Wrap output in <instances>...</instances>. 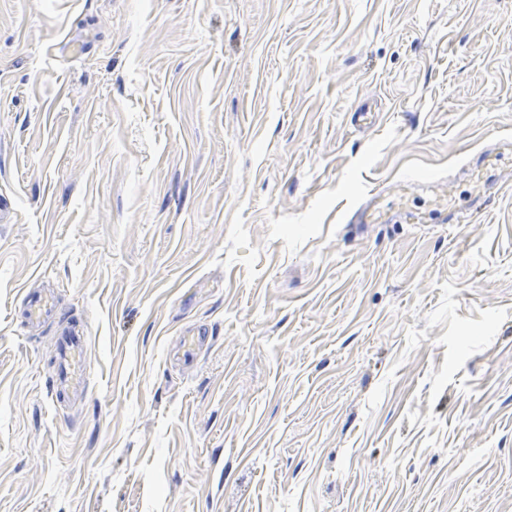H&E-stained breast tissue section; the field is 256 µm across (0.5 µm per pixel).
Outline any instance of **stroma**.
<instances>
[{
  "label": "stroma",
  "instance_id": "stroma-1",
  "mask_svg": "<svg viewBox=\"0 0 512 512\" xmlns=\"http://www.w3.org/2000/svg\"><path fill=\"white\" fill-rule=\"evenodd\" d=\"M510 139L512 0H0V512H512ZM24 300L27 302L28 321L37 324L52 319L55 314V305L47 297L41 295L32 296L26 294ZM58 357L53 385L63 393L86 388L90 381L87 363V343L83 331L76 328L62 330L57 339Z\"/></svg>",
  "mask_w": 512,
  "mask_h": 512
}]
</instances>
